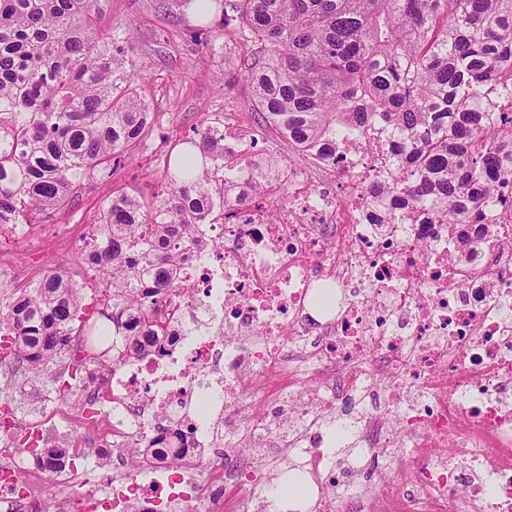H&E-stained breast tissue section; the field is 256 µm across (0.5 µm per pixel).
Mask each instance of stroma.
I'll return each instance as SVG.
<instances>
[{
	"mask_svg": "<svg viewBox=\"0 0 512 512\" xmlns=\"http://www.w3.org/2000/svg\"><path fill=\"white\" fill-rule=\"evenodd\" d=\"M100 28L116 36L133 34V59L146 74L141 94L156 114L154 131L134 151L114 181L85 183L78 198L51 219L0 235V296H11L54 272L66 273L82 289L85 302H103L106 287L89 274L85 261L93 241L89 231L114 185L151 197L160 188L164 155L176 140L211 112L228 126L253 127L251 89L239 80L225 85L224 57L237 43L220 36L221 10L200 21L187 0H101ZM210 27V46L191 51L187 29Z\"/></svg>",
	"mask_w": 512,
	"mask_h": 512,
	"instance_id": "obj_1",
	"label": "stroma"
}]
</instances>
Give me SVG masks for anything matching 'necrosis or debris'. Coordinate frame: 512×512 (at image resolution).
<instances>
[{
	"mask_svg": "<svg viewBox=\"0 0 512 512\" xmlns=\"http://www.w3.org/2000/svg\"><path fill=\"white\" fill-rule=\"evenodd\" d=\"M386 133L282 172L288 190L235 182L231 217L198 225L181 286L153 319L126 313L107 348L142 353L81 379L87 406H50L0 433V512H34L31 478L53 473L75 512H257L268 457L295 461L313 512H512V172L482 208L473 250L446 224H391L367 188L386 176ZM351 454L329 462L324 423ZM88 447L142 441L149 481L102 476L49 454L62 430ZM405 450L400 468L381 454Z\"/></svg>",
	"mask_w": 512,
	"mask_h": 512,
	"instance_id": "4bbe7bcc",
	"label": "necrosis or debris"
}]
</instances>
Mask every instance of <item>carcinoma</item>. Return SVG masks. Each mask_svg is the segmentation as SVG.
<instances>
[{
    "instance_id": "1",
    "label": "carcinoma",
    "mask_w": 512,
    "mask_h": 512,
    "mask_svg": "<svg viewBox=\"0 0 512 512\" xmlns=\"http://www.w3.org/2000/svg\"><path fill=\"white\" fill-rule=\"evenodd\" d=\"M98 0H0V231L64 209L84 182L109 179L147 137L154 113L138 93L146 74L97 26ZM225 60L252 90L256 128L319 159L375 127L390 135V176L371 203L391 221L458 229L494 200L512 162V132L483 101L512 94V0H224ZM163 166L149 199L118 186L95 224L88 263L112 289L113 311L149 313L157 289L178 288L181 247L209 210L231 207L224 175L284 189L272 161L224 154V117L208 115ZM92 314L56 272L0 304V344L12 374L39 378L65 359L75 372L114 357L68 353V332Z\"/></svg>"
}]
</instances>
